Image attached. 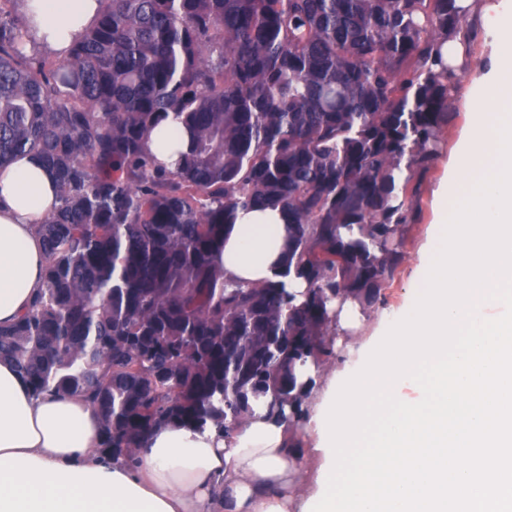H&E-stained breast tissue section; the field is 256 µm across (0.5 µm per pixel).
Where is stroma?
<instances>
[{
    "mask_svg": "<svg viewBox=\"0 0 512 512\" xmlns=\"http://www.w3.org/2000/svg\"><path fill=\"white\" fill-rule=\"evenodd\" d=\"M494 52L495 45L490 36L485 31L475 30L465 54L462 78L451 93L454 116L442 127L434 159L419 177L420 191L411 203L414 220L405 234L402 262L385 290L386 303L383 308L365 312L361 325L348 331L347 344L356 346L375 335L383 312L399 309L404 304L415 270L435 230L437 194L447 180L450 162L476 110V82L490 71Z\"/></svg>",
    "mask_w": 512,
    "mask_h": 512,
    "instance_id": "1",
    "label": "stroma"
}]
</instances>
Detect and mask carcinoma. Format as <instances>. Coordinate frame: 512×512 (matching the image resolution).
Masks as SVG:
<instances>
[{"instance_id":"cac0c4a2","label":"carcinoma","mask_w":512,"mask_h":512,"mask_svg":"<svg viewBox=\"0 0 512 512\" xmlns=\"http://www.w3.org/2000/svg\"><path fill=\"white\" fill-rule=\"evenodd\" d=\"M0 0V164L37 155L59 206L35 226L44 288L0 326L37 395L81 396L99 455L136 460L157 428L229 433L255 409L300 423L338 357L333 304L384 303L414 175L459 80L441 54L456 0H100L68 57L21 46ZM189 135L174 167L147 143ZM288 224L279 279L224 275L238 211ZM306 284L303 292L291 282Z\"/></svg>"}]
</instances>
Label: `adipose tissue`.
<instances>
[{
  "label": "adipose tissue",
  "mask_w": 512,
  "mask_h": 512,
  "mask_svg": "<svg viewBox=\"0 0 512 512\" xmlns=\"http://www.w3.org/2000/svg\"><path fill=\"white\" fill-rule=\"evenodd\" d=\"M492 37L491 73L477 91L478 110L455 154L440 215L470 196L483 174L498 172L496 118L512 122V0L493 9L457 0ZM24 48L66 58L94 21L98 0H25ZM58 187L41 160L22 154L0 167V325L14 323L43 286L47 258L35 225L58 204ZM286 227L280 210L239 211L224 235V273L245 285L273 280L283 266ZM288 420L256 411L228 435L163 428L150 436L136 467L105 461L96 408L83 397L34 395L0 362V512H302L306 498L289 487L307 462L324 465L316 444L296 450Z\"/></svg>",
  "instance_id": "obj_1"
}]
</instances>
